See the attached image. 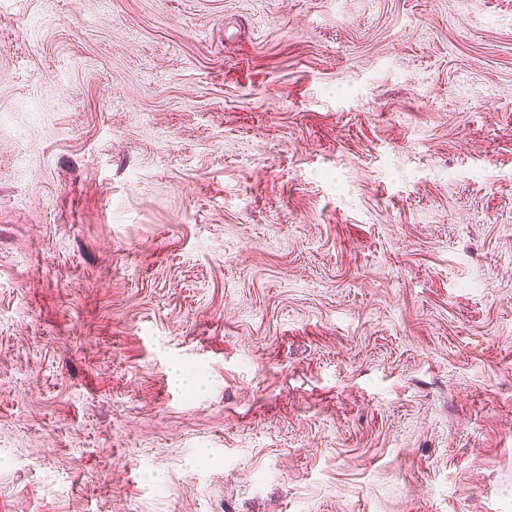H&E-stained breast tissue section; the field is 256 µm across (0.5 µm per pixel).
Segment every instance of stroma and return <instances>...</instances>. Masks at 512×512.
I'll return each mask as SVG.
<instances>
[{
  "mask_svg": "<svg viewBox=\"0 0 512 512\" xmlns=\"http://www.w3.org/2000/svg\"><path fill=\"white\" fill-rule=\"evenodd\" d=\"M0 512H512V0H0Z\"/></svg>",
  "mask_w": 512,
  "mask_h": 512,
  "instance_id": "stroma-1",
  "label": "stroma"
}]
</instances>
